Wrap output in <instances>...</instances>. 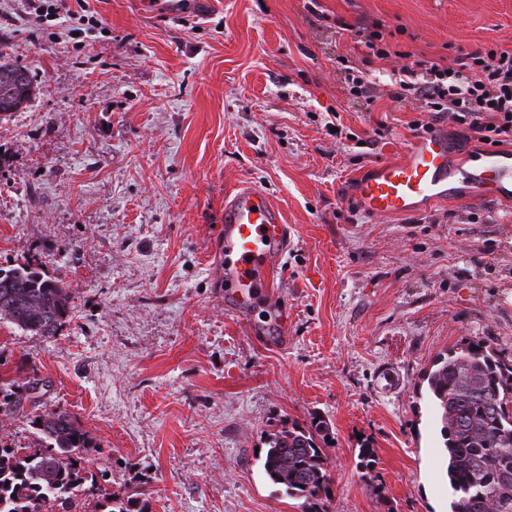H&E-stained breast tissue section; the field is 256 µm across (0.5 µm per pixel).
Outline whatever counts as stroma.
Segmentation results:
<instances>
[{
    "label": "stroma",
    "mask_w": 512,
    "mask_h": 512,
    "mask_svg": "<svg viewBox=\"0 0 512 512\" xmlns=\"http://www.w3.org/2000/svg\"><path fill=\"white\" fill-rule=\"evenodd\" d=\"M134 2L88 0L97 26L50 33L0 0V52L36 82L0 118V268L38 261L73 308L53 339L0 324V376L27 361L42 405L100 446L97 486L151 491L152 512H308L257 451L315 415L327 512H448L424 374L473 340L512 364V207L376 219L347 195L428 120L390 97L402 65L512 50V0H223L159 23ZM376 22L383 59L360 33ZM354 76L373 98L350 94ZM244 182L292 228L274 275L284 327L260 301L224 315L212 252ZM32 420L1 422L0 445L38 447Z\"/></svg>",
    "instance_id": "obj_1"
}]
</instances>
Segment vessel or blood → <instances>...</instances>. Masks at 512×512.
<instances>
[{
	"label": "vessel or blood",
	"mask_w": 512,
	"mask_h": 512,
	"mask_svg": "<svg viewBox=\"0 0 512 512\" xmlns=\"http://www.w3.org/2000/svg\"><path fill=\"white\" fill-rule=\"evenodd\" d=\"M142 15L163 21L183 0H138ZM439 129L416 134L403 153L357 178L351 196L372 217L410 216L442 201L495 199L512 206V151L483 149L464 161ZM291 239L284 216L261 188L241 185L224 200V310L241 319L270 286L276 258Z\"/></svg>",
	"instance_id": "obj_1"
}]
</instances>
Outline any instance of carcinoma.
<instances>
[{
    "label": "carcinoma",
    "mask_w": 512,
    "mask_h": 512,
    "mask_svg": "<svg viewBox=\"0 0 512 512\" xmlns=\"http://www.w3.org/2000/svg\"><path fill=\"white\" fill-rule=\"evenodd\" d=\"M35 91L31 72L0 54V116L16 112ZM69 286L28 262L0 268V321L35 336L60 335L72 313ZM451 489L449 512H512V366L482 341L438 355L426 373ZM43 380L0 381V415L9 418L45 395ZM44 444L0 447V512H150L149 494L110 491L88 507L95 482L85 484V460L99 452L71 413L57 407L34 416ZM328 426L318 417L268 433L261 466L284 494L311 512L331 498L324 449Z\"/></svg>",
    "instance_id": "cac0c4a2"
}]
</instances>
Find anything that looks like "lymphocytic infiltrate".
I'll use <instances>...</instances> for the list:
<instances>
[{
    "label": "lymphocytic infiltrate",
    "instance_id": "lymphocytic-infiltrate-1",
    "mask_svg": "<svg viewBox=\"0 0 512 512\" xmlns=\"http://www.w3.org/2000/svg\"><path fill=\"white\" fill-rule=\"evenodd\" d=\"M390 97L421 101L435 118L450 115L468 139L512 142V51L469 52L455 68L416 62L403 69Z\"/></svg>",
    "mask_w": 512,
    "mask_h": 512
}]
</instances>
